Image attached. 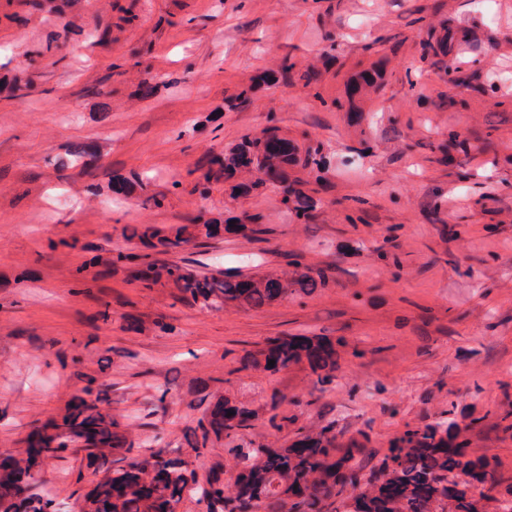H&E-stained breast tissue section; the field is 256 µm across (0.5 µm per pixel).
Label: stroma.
<instances>
[{
    "instance_id": "stroma-1",
    "label": "stroma",
    "mask_w": 512,
    "mask_h": 512,
    "mask_svg": "<svg viewBox=\"0 0 512 512\" xmlns=\"http://www.w3.org/2000/svg\"><path fill=\"white\" fill-rule=\"evenodd\" d=\"M447 28L454 84L447 62L423 55L429 32ZM285 59L317 82L227 107ZM372 67L379 88L348 102L349 79ZM4 74L35 89L0 97V452L91 379L137 442L180 451L202 483L228 475L238 449L287 443L300 427L362 430L382 453L406 427L468 414L488 420L472 447L512 478V440L491 428L512 412V0H70L62 16L0 0ZM272 117L326 161L319 183L295 171L318 201L311 219L271 186L240 198L220 183L194 189L206 155L262 136ZM452 133L468 153L442 152ZM84 145L95 166L76 159ZM132 170L147 190L114 202L113 175ZM202 211L257 217L261 232L190 244L167 262L202 277L298 262L326 270V284L214 310L110 265L133 247L126 226ZM315 334L343 341L326 390L298 368L240 367L268 339ZM220 395L257 417L193 451ZM78 471L73 457L48 462L40 485L75 504Z\"/></svg>"
}]
</instances>
